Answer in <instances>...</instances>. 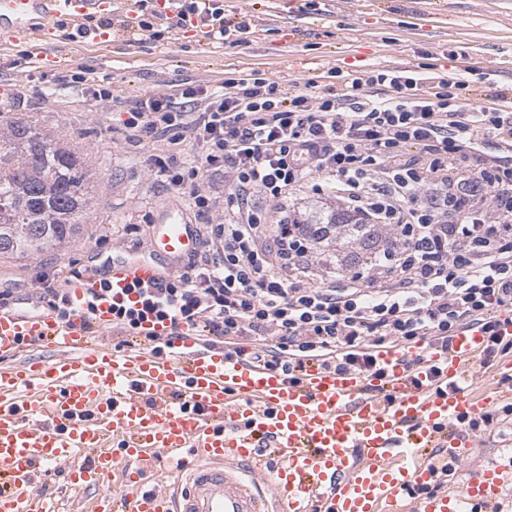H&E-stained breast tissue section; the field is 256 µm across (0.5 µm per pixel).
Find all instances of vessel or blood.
<instances>
[{"label": "vessel or blood", "instance_id": "1", "mask_svg": "<svg viewBox=\"0 0 512 512\" xmlns=\"http://www.w3.org/2000/svg\"><path fill=\"white\" fill-rule=\"evenodd\" d=\"M112 0H0V48L41 49L58 20L86 24ZM197 227L167 208L145 248L113 252L69 287L74 311L0 309V512H64L34 487L39 466L63 468L73 490L97 494L94 512H503L512 449L471 474L460 493L412 497L430 478L424 454L447 438L449 456L493 445L467 435L461 419L512 396L476 393L488 345L477 327L447 347L380 350L382 377L320 362L298 378L199 348L182 331L171 356L146 346L113 350L93 337L111 329L108 304L86 325L81 301L108 278L115 301L152 285L198 248ZM52 348L49 359L15 363L20 340ZM421 358L419 367L407 362ZM272 455H264L263 446ZM165 465L168 485L146 491L127 463Z\"/></svg>", "mask_w": 512, "mask_h": 512}]
</instances>
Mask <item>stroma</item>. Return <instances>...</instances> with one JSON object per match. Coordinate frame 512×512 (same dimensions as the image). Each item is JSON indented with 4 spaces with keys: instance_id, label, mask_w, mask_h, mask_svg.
Instances as JSON below:
<instances>
[{
    "instance_id": "stroma-1",
    "label": "stroma",
    "mask_w": 512,
    "mask_h": 512,
    "mask_svg": "<svg viewBox=\"0 0 512 512\" xmlns=\"http://www.w3.org/2000/svg\"><path fill=\"white\" fill-rule=\"evenodd\" d=\"M224 12L246 14L248 32L220 43L195 31L175 32L164 40L134 37L116 12L108 47L59 35L39 61L23 43L0 50V84L14 91L0 113V125L25 120L76 149L91 183L101 186L73 250L0 260V289H12L17 310L42 309V302L31 296L39 277L60 264L75 260L97 267L114 246L138 248L162 207L186 210L188 219L196 220L187 190L141 176L161 143L147 139L132 146L125 139V109L159 87L174 93L189 86L213 90L259 71L303 91L312 81L328 85L334 74L355 77L383 67L410 66L434 78L456 70L462 59L494 54L495 68L472 71L467 104L475 106L491 90L512 96V0H496L492 11L485 0H360L355 10L341 0H317L313 10L305 0H224ZM81 71L112 91L110 105L99 104L82 88L61 84V77ZM91 113L96 123H88ZM35 482L47 497L73 500L75 512H91L93 492L73 494L65 477L43 467Z\"/></svg>"
}]
</instances>
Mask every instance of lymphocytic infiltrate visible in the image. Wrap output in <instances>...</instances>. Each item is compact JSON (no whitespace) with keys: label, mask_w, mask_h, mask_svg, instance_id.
Wrapping results in <instances>:
<instances>
[{"label":"lymphocytic infiltrate","mask_w":512,"mask_h":512,"mask_svg":"<svg viewBox=\"0 0 512 512\" xmlns=\"http://www.w3.org/2000/svg\"><path fill=\"white\" fill-rule=\"evenodd\" d=\"M169 29L213 40L246 33L223 0H176ZM409 69L372 71L343 93L291 91L256 72L221 90L157 89L137 101L127 140L166 139L146 181L188 187L203 226L201 252L161 283L139 287L140 307L113 304L112 325L136 333L148 317L203 328V349L267 369L311 358L339 371L378 373L380 349L420 340L447 344L459 330L489 336L483 368L512 354L495 318L512 309V98L494 91L475 111L455 73L421 92ZM203 101L200 112L185 100ZM191 145V159L179 150ZM473 171L461 176L464 162ZM224 178L216 209L211 176ZM329 180L339 205L402 239L370 269L335 273L295 231L286 202L297 188ZM83 269L42 276L60 321L66 286Z\"/></svg>","instance_id":"lymphocytic-infiltrate-1"}]
</instances>
